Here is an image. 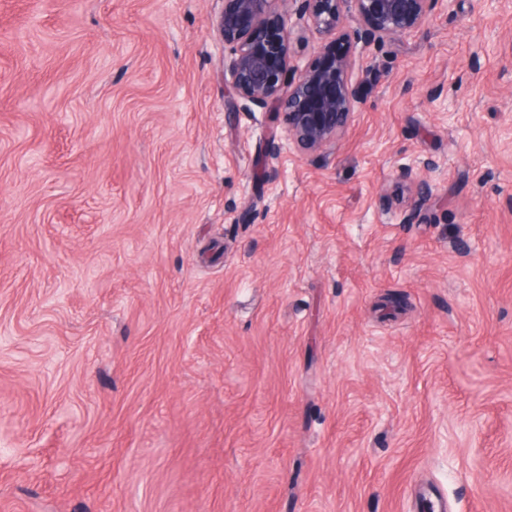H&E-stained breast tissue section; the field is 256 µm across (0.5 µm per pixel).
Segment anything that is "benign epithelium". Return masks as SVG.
<instances>
[{
	"mask_svg": "<svg viewBox=\"0 0 512 512\" xmlns=\"http://www.w3.org/2000/svg\"><path fill=\"white\" fill-rule=\"evenodd\" d=\"M440 0H229L213 22L241 99L277 113L302 154L336 142L361 104L350 71L358 45H381L419 29ZM321 40L340 43L310 66L292 64L289 13ZM356 22L347 29L346 19Z\"/></svg>",
	"mask_w": 512,
	"mask_h": 512,
	"instance_id": "1",
	"label": "benign epithelium"
}]
</instances>
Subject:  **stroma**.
<instances>
[{"label": "stroma", "mask_w": 512, "mask_h": 512, "mask_svg": "<svg viewBox=\"0 0 512 512\" xmlns=\"http://www.w3.org/2000/svg\"><path fill=\"white\" fill-rule=\"evenodd\" d=\"M224 5L0 0V512H512V0L357 48L311 156Z\"/></svg>", "instance_id": "stroma-1"}]
</instances>
